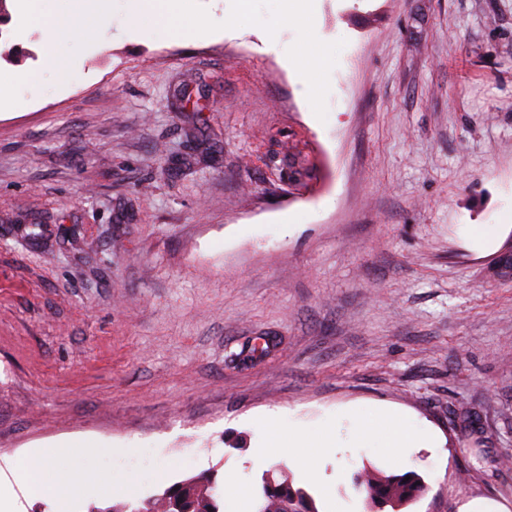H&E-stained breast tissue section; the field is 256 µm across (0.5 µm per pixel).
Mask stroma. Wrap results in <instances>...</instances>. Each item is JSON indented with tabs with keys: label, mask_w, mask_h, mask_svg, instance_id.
Segmentation results:
<instances>
[{
	"label": "stroma",
	"mask_w": 512,
	"mask_h": 512,
	"mask_svg": "<svg viewBox=\"0 0 512 512\" xmlns=\"http://www.w3.org/2000/svg\"><path fill=\"white\" fill-rule=\"evenodd\" d=\"M0 467L71 449L144 499L214 470L257 486L260 418L368 403L435 434L395 512H512V0H314L345 40L326 121L292 28L190 39L119 18L54 82L6 0ZM40 242H32L31 229ZM367 448L289 463L319 512H370Z\"/></svg>",
	"instance_id": "obj_1"
}]
</instances>
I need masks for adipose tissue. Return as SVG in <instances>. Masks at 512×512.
Masks as SVG:
<instances>
[{"label": "adipose tissue", "instance_id": "ef3b65f1", "mask_svg": "<svg viewBox=\"0 0 512 512\" xmlns=\"http://www.w3.org/2000/svg\"><path fill=\"white\" fill-rule=\"evenodd\" d=\"M261 428L268 438L265 447L256 449L258 462H266L273 448H284L289 459L299 460L308 477L321 481L320 461L323 455L336 448H374L382 451L395 466L409 461L411 449L433 440L431 431L419 427L408 414L379 412L368 404L353 410L337 412L335 417L306 423L293 416L279 414L262 420ZM64 449L42 448L28 459L11 467L12 481L0 485V512H12L14 485L33 484L50 495L61 512L75 499L92 494L130 495L136 481L129 475L84 477L71 472L59 477L57 466Z\"/></svg>", "mask_w": 512, "mask_h": 512}]
</instances>
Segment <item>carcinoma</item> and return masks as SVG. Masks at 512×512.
I'll return each mask as SVG.
<instances>
[{
    "mask_svg": "<svg viewBox=\"0 0 512 512\" xmlns=\"http://www.w3.org/2000/svg\"><path fill=\"white\" fill-rule=\"evenodd\" d=\"M278 477L274 484L261 488L257 512H318L314 497L296 488L282 475L283 467L273 466ZM357 490L366 494L369 503L377 508L399 507L419 496L426 486L413 471L385 476L364 468L354 477ZM224 494L220 492L217 474L202 473L176 482L163 493L132 504L123 502L112 512H221Z\"/></svg>",
    "mask_w": 512,
    "mask_h": 512,
    "instance_id": "carcinoma-1",
    "label": "carcinoma"
}]
</instances>
